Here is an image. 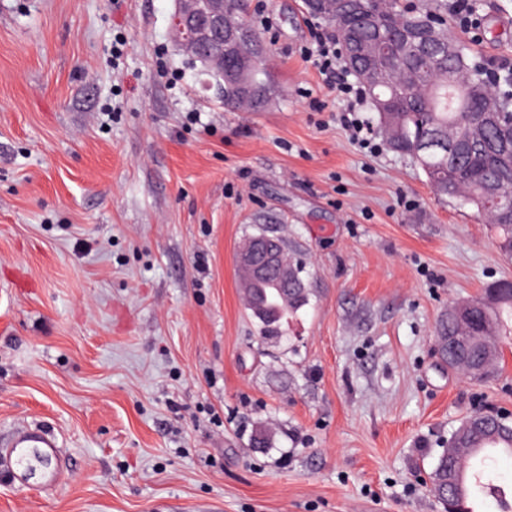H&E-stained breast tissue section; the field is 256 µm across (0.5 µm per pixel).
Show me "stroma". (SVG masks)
Returning <instances> with one entry per match:
<instances>
[{"instance_id":"35a3bbf8","label":"stroma","mask_w":512,"mask_h":512,"mask_svg":"<svg viewBox=\"0 0 512 512\" xmlns=\"http://www.w3.org/2000/svg\"><path fill=\"white\" fill-rule=\"evenodd\" d=\"M276 20L261 112L226 110L169 38L173 0H0V436L57 435L50 490L0 512H442L461 419L512 410V344L474 384L435 350L449 301L512 280L472 209L417 162L347 138ZM448 30L512 60V0ZM283 237L310 302L261 338L235 256Z\"/></svg>"}]
</instances>
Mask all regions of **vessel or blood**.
<instances>
[{
    "instance_id": "b4317fda",
    "label": "vessel or blood",
    "mask_w": 512,
    "mask_h": 512,
    "mask_svg": "<svg viewBox=\"0 0 512 512\" xmlns=\"http://www.w3.org/2000/svg\"><path fill=\"white\" fill-rule=\"evenodd\" d=\"M59 448V440L53 432L34 428L17 432L6 448L0 450V458L5 460L6 473L13 484L50 486L57 480L51 464Z\"/></svg>"
}]
</instances>
